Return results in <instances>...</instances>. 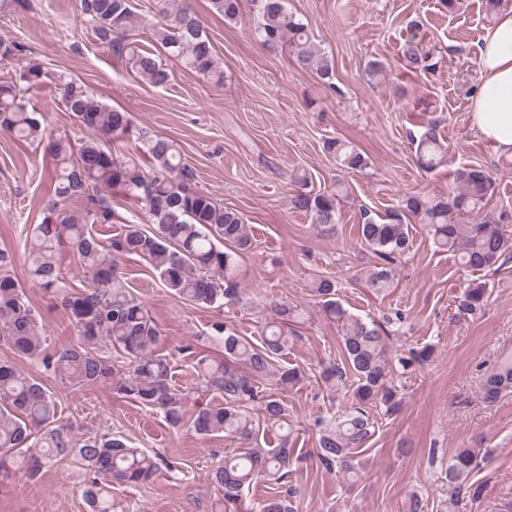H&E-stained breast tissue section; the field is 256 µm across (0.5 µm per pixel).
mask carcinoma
<instances>
[{
	"label": "carcinoma",
	"instance_id": "obj_1",
	"mask_svg": "<svg viewBox=\"0 0 512 512\" xmlns=\"http://www.w3.org/2000/svg\"><path fill=\"white\" fill-rule=\"evenodd\" d=\"M256 2L259 40L273 45L288 39L295 64L330 81L334 63L314 47L304 24L288 12L285 0ZM211 3L226 20L239 15L240 0ZM80 7L93 23L98 40L112 49L128 73L150 85L160 87L170 79L160 60L162 53L191 72L217 84L224 82L202 21L190 8L183 7L173 18L151 25L158 50L154 54L140 44V28L147 20L135 11L133 0H80ZM403 57L413 69L432 67L413 40L405 43ZM49 79L44 66L33 60L15 79L0 81L1 131L31 145L43 142L44 128L25 94ZM59 90L65 110L87 135L73 139L63 133L49 139L53 196L58 202L84 198L85 216H62L52 206L32 228L24 251L36 283L66 293L64 303L79 342L53 354L44 352L25 291L9 273L12 257L4 251H0V342L20 360L39 361L46 373L63 384L93 386L110 380L117 393L163 414L170 426L178 427L192 394L172 384L170 361L154 353L159 328L143 301L125 288L118 260L138 257L173 295L203 308H225L230 314L240 304L237 261L253 247L245 218L192 184L193 173L177 141L163 136L145 140L144 153L150 162L145 169L109 149L112 141L133 131L129 113L106 105L75 79H59ZM326 149L346 170L361 172L368 166L367 157L348 141L332 139ZM416 154L427 170L447 163L435 123L420 133ZM455 184L446 201L409 195L401 200V209L380 220L368 217L359 225L361 244L375 258L365 272L366 287L376 294L392 287L395 260L413 247L409 225L404 223L407 213L419 218L435 246L453 252L464 269L478 271L512 260V235L503 228L512 224V211L502 209L495 217H480L493 191L491 175L480 166L463 165L455 171ZM294 186L293 208L310 216L319 233H337L340 190L317 191L305 173L295 178ZM102 188H118L140 202L152 228L129 220L108 244H102L87 227L90 222L111 223L112 207L99 194ZM64 247L87 274L79 290H70L61 269L59 253ZM336 288L338 281L330 278L314 283L325 315L341 325L339 360L327 362L320 377L349 384L352 402L330 407L316 426L321 461L328 470L346 477L355 473L358 449L374 435L379 420L399 411L405 384L398 376L427 361L430 353L427 347L408 357L389 353L385 335L400 329V314L378 326L343 309L335 299ZM489 296L486 283L471 281L454 300L457 314L472 318L483 314ZM270 310L258 344L240 335L229 318L212 323L208 341L224 358L201 356L195 361V393L217 391L224 395V403L200 408L192 421L194 430L239 445L237 452L221 458L210 472L211 481L223 490L212 512H226L259 480L280 485L289 474L293 449L288 447L291 426L283 392L299 383L301 372L278 364V359L294 310L277 301L270 302ZM239 364L246 371H239ZM510 388L512 349L504 348L481 373L480 389L485 402L493 403ZM481 461L479 449L460 448L438 479L448 492L456 493ZM63 462L92 475L84 486L91 512H115L112 485L136 489L153 480L162 466L175 467L169 460L130 446L119 435L90 436L74 446L71 428L57 417L52 394L16 364L1 362L0 472L35 475ZM255 512H287L285 500L279 494L268 496L256 503Z\"/></svg>",
	"mask_w": 512,
	"mask_h": 512
}]
</instances>
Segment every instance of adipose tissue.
I'll list each match as a JSON object with an SVG mask.
<instances>
[{
    "label": "adipose tissue",
    "mask_w": 512,
    "mask_h": 512,
    "mask_svg": "<svg viewBox=\"0 0 512 512\" xmlns=\"http://www.w3.org/2000/svg\"><path fill=\"white\" fill-rule=\"evenodd\" d=\"M471 122L495 149L512 155V9L500 12L478 46Z\"/></svg>",
    "instance_id": "1"
}]
</instances>
